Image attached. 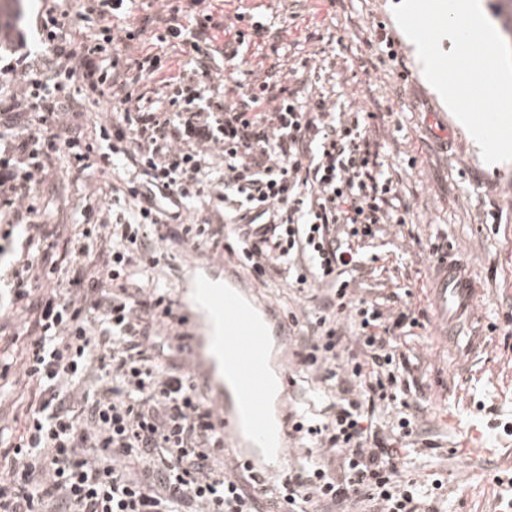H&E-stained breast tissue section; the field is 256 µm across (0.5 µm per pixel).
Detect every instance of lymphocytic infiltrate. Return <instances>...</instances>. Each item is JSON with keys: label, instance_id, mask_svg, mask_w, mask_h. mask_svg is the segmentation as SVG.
<instances>
[{"label": "lymphocytic infiltrate", "instance_id": "obj_1", "mask_svg": "<svg viewBox=\"0 0 512 512\" xmlns=\"http://www.w3.org/2000/svg\"><path fill=\"white\" fill-rule=\"evenodd\" d=\"M134 2L45 0L51 69L29 66L0 113V301L34 314L21 334L33 399L0 470V512H440L442 480L404 462L424 430L394 338L418 320L350 279L364 257L354 241L407 222L374 113L302 96L273 66L240 79L251 44L273 37L243 11L165 0L138 15ZM176 46L187 60L170 62ZM103 102L113 113L94 138L54 132L59 114L77 127ZM61 156L100 176L112 207L86 204L57 258L52 230L16 204ZM215 202L223 223L196 220ZM163 242L199 255L223 246L256 276L321 293L312 318L288 319L292 354L327 404L317 418L292 414L302 457L280 479L224 462L183 320L148 275Z\"/></svg>", "mask_w": 512, "mask_h": 512}]
</instances>
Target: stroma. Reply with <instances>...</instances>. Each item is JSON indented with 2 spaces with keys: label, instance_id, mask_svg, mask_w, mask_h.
I'll return each mask as SVG.
<instances>
[{
  "label": "stroma",
  "instance_id": "obj_1",
  "mask_svg": "<svg viewBox=\"0 0 512 512\" xmlns=\"http://www.w3.org/2000/svg\"><path fill=\"white\" fill-rule=\"evenodd\" d=\"M400 0H335L314 8L311 0H247L252 12L274 26H287L279 52L250 47L247 66L290 68L335 36L336 78L323 91L337 108L377 113L375 137L386 145V162L410 207L404 227H385L379 259L356 274L359 295L396 296L419 320L395 344L408 361L424 411V436L434 451L416 458L413 475L447 478L443 512H497L498 476L512 472V161L486 163L446 104L425 81L414 47L398 26L392 8ZM44 0H26L19 26L22 44L0 54V94L20 92L22 76L10 66L39 62L36 25ZM395 40L396 59L377 50L378 35ZM95 189L67 159L33 188L28 199L43 224H60L54 242L62 254L67 235L81 223L85 195ZM448 241L466 262L480 292L461 336L442 341L429 305L433 257L430 243ZM156 276L178 296L190 276L189 258L179 245L162 244ZM31 389L18 383L0 389V430L14 436L23 425Z\"/></svg>",
  "mask_w": 512,
  "mask_h": 512
}]
</instances>
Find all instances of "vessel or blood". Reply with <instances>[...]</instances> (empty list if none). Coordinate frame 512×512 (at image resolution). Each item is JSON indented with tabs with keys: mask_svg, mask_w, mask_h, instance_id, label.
Instances as JSON below:
<instances>
[{
	"mask_svg": "<svg viewBox=\"0 0 512 512\" xmlns=\"http://www.w3.org/2000/svg\"><path fill=\"white\" fill-rule=\"evenodd\" d=\"M192 288V314L204 315L216 328L215 333L191 337L190 343L206 350L222 369L219 426L224 441L245 445L237 465L249 469L259 463L264 476H276L288 445V421L272 417L269 405L273 395L287 393L290 376L282 370L270 377L268 361L273 344H287L288 321L255 299L237 261H225L219 282L210 264H198ZM478 293L464 262L453 258L448 242H439L431 287L437 313L462 318Z\"/></svg>",
	"mask_w": 512,
	"mask_h": 512,
	"instance_id": "obj_1",
	"label": "vessel or blood"
}]
</instances>
